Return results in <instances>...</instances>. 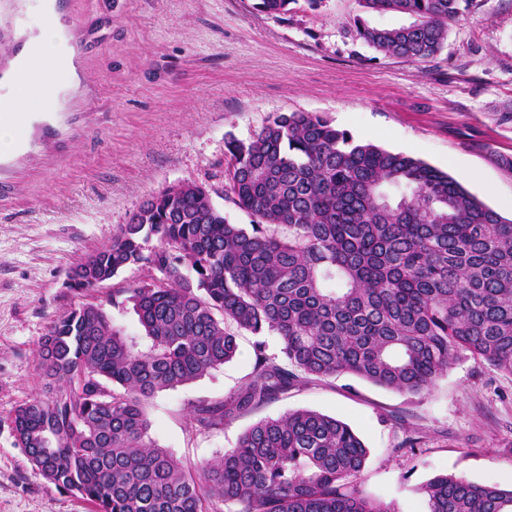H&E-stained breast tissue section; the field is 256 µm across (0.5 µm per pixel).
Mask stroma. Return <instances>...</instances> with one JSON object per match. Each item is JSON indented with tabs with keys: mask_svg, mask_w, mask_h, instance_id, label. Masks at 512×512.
I'll return each mask as SVG.
<instances>
[{
	"mask_svg": "<svg viewBox=\"0 0 512 512\" xmlns=\"http://www.w3.org/2000/svg\"><path fill=\"white\" fill-rule=\"evenodd\" d=\"M255 2L61 0L52 20L73 42L71 83L25 150L0 160V512H92L34 471L11 417L43 391L37 350L62 312L95 300L139 335L136 315L113 306V284L82 293L66 282L147 197L196 182L232 223H250L226 197V137L251 138L275 112L319 113L512 216L502 205L512 198V122L502 119L512 111V0H467L442 50L422 61L376 52L354 26L399 28L408 14L359 0H292L267 14ZM44 20L40 0H0V69L13 45L38 41ZM254 341L241 334L233 361L151 399V439L193 464L262 418L307 408L359 433L363 490L399 512H426L415 488L440 474L512 485V374L467 354L419 395L344 374L299 383L224 429L190 431L191 405L224 401L251 372Z\"/></svg>",
	"mask_w": 512,
	"mask_h": 512,
	"instance_id": "1",
	"label": "stroma"
}]
</instances>
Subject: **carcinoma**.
Here are the masks:
<instances>
[{"mask_svg": "<svg viewBox=\"0 0 512 512\" xmlns=\"http://www.w3.org/2000/svg\"><path fill=\"white\" fill-rule=\"evenodd\" d=\"M361 2L417 17L400 28L355 21L373 49L410 60L434 56L460 15V0ZM225 149L229 199L252 223L229 222L187 182L84 256L76 290L147 272L112 288L142 337L98 303L60 314L38 350L49 393L15 409V440L39 475L95 512H398L360 489L368 448L336 417L263 418L235 447L185 465L148 437L146 405L232 361L243 332L257 337L251 373L224 401L193 405L191 430H222L302 380L348 373L417 395L464 352L512 374V219L317 113H274ZM415 491L426 512H512V487L437 475Z\"/></svg>", "mask_w": 512, "mask_h": 512, "instance_id": "carcinoma-1", "label": "carcinoma"}]
</instances>
